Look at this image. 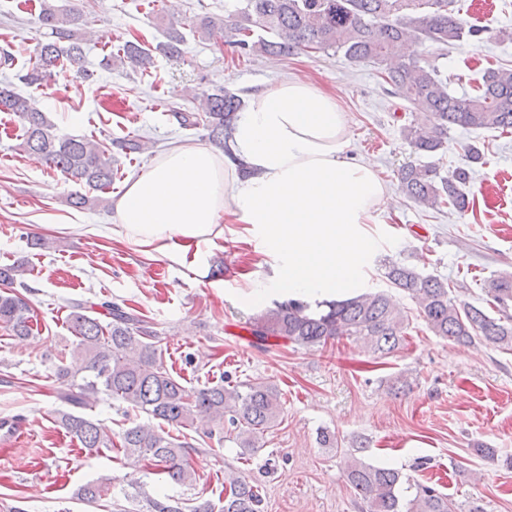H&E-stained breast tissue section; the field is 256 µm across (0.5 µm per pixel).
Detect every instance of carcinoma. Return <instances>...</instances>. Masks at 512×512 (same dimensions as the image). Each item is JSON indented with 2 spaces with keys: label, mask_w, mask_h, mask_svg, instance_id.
I'll list each match as a JSON object with an SVG mask.
<instances>
[{
  "label": "carcinoma",
  "mask_w": 512,
  "mask_h": 512,
  "mask_svg": "<svg viewBox=\"0 0 512 512\" xmlns=\"http://www.w3.org/2000/svg\"><path fill=\"white\" fill-rule=\"evenodd\" d=\"M38 20L50 30L49 38L38 43L18 80L40 86L66 69L86 82L96 81L97 72L85 64L82 14L45 2ZM193 28L209 40L224 39L241 57L334 49L354 62L380 66L390 93L421 112V124L403 128L404 138L421 155L440 150L453 126L512 133V69L486 68L475 93L458 97L449 91L448 77L435 64L412 52L396 58L403 48L421 42L445 50L466 35L479 36V29L465 28L455 0H237L234 9L224 8V17L202 16ZM184 44L183 33L172 25L166 41L153 48L137 39L123 41L103 58L102 66L145 71L153 64V52L179 58ZM196 99V111L175 110V118L185 128L203 126L214 148L228 150L243 98L213 85L197 93ZM0 112H10L21 122L20 151L42 156L51 169L78 186L69 195V204L77 209L92 205L80 187L109 189L118 173L116 155L141 150L138 140L126 137L100 143L57 136L36 101L18 93L8 79L0 81ZM470 181L469 170L459 167L444 176L433 162L410 163L399 174L400 189L412 201L461 213L469 206ZM385 269L390 287L416 302L418 316L434 335L458 344L479 339L512 349L511 275L485 288L487 304L497 313L492 317L480 307L450 297L444 278L398 262L388 263ZM24 272L19 264L0 266V327L10 337L32 333L35 309L25 296L29 288L22 280ZM98 308L108 322L95 317ZM67 322L76 347L71 361L57 366V374L70 379L57 392L62 406L59 419L90 453L114 447L106 427L82 413L104 396L157 423L155 427L135 424L118 433L124 457L134 464L149 462L181 485L195 479L188 459L199 442L190 434L173 435L166 428L192 429L202 420L210 424L206 438L215 437L221 443L224 433H233L243 452L251 453L263 447L264 435L278 425L280 397L263 382L226 385L221 377L199 387L184 385L165 365L166 349L154 323L129 307L109 300H73ZM244 329L259 342L274 339L302 347H324L346 338L381 359L402 345L408 323L396 297L379 291L326 301L315 310L286 298L250 317ZM345 474L365 512H459L448 494L417 483L395 468L368 464L352 453L345 459ZM77 496L90 506L110 499L113 512H131L112 495V481L107 478L82 486ZM262 502L256 486L232 475L224 477V498L216 502L188 504L175 496H147L142 512H261Z\"/></svg>",
  "instance_id": "cac0c4a2"
}]
</instances>
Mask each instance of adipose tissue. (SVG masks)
Masks as SVG:
<instances>
[{
  "label": "adipose tissue",
  "instance_id": "obj_1",
  "mask_svg": "<svg viewBox=\"0 0 512 512\" xmlns=\"http://www.w3.org/2000/svg\"><path fill=\"white\" fill-rule=\"evenodd\" d=\"M349 117L312 82L282 80L250 93L230 151L179 144L158 154L116 203V235L204 275L200 244L240 224L276 259L273 278L309 304L357 283L374 251L361 231L390 197L371 163L350 157Z\"/></svg>",
  "mask_w": 512,
  "mask_h": 512
}]
</instances>
